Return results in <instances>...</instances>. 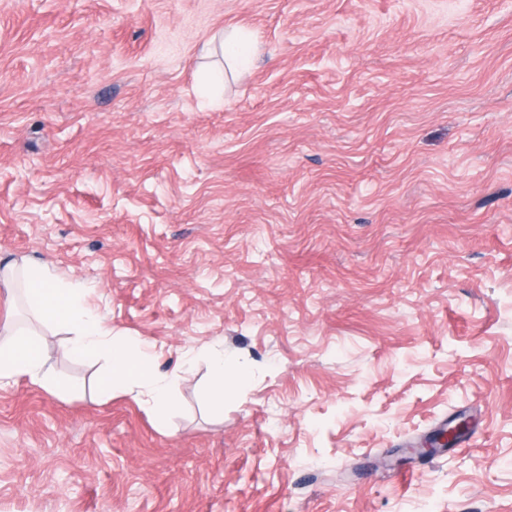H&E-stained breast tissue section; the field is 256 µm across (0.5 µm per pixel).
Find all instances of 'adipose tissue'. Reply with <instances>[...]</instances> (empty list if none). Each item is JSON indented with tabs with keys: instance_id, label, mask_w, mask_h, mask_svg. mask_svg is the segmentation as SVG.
Returning <instances> with one entry per match:
<instances>
[{
	"instance_id": "1",
	"label": "adipose tissue",
	"mask_w": 512,
	"mask_h": 512,
	"mask_svg": "<svg viewBox=\"0 0 512 512\" xmlns=\"http://www.w3.org/2000/svg\"><path fill=\"white\" fill-rule=\"evenodd\" d=\"M0 286L23 287L30 309L37 319L68 333L66 352L77 361L107 359L110 367L99 383L101 396H112L117 388H142L158 420L170 413L173 379L159 374L153 358L138 351L131 336L115 337L104 317L86 300L81 283L59 279L44 263L24 261L0 269ZM44 344L22 329L0 343V384L26 377L51 387L55 381L45 370Z\"/></svg>"
}]
</instances>
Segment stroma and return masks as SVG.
Instances as JSON below:
<instances>
[{
    "label": "stroma",
    "mask_w": 512,
    "mask_h": 512,
    "mask_svg": "<svg viewBox=\"0 0 512 512\" xmlns=\"http://www.w3.org/2000/svg\"><path fill=\"white\" fill-rule=\"evenodd\" d=\"M22 258L178 380L157 423L33 322L77 391L0 386V512H512V0H0ZM222 47L225 59L227 58L233 65L247 68L255 62V44L252 42L250 34L243 30L232 29L224 33ZM209 368L210 395L213 402L224 405V377L228 372L231 376L243 378V369L224 359L223 350H213L206 353ZM468 422L461 420L454 425L448 424V427L439 429L429 442L423 448H416V451L422 455H428L435 452L439 447L454 446L458 440L466 433Z\"/></svg>",
    "instance_id": "stroma-1"
}]
</instances>
